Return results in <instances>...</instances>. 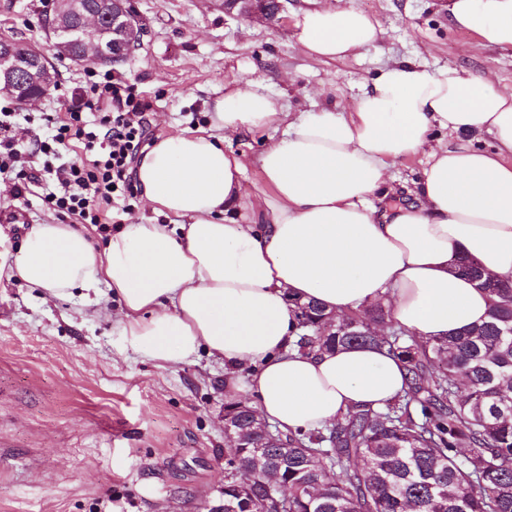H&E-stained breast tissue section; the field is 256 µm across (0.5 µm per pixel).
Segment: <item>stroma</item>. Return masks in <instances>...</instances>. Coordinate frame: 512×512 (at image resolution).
Wrapping results in <instances>:
<instances>
[{
  "mask_svg": "<svg viewBox=\"0 0 512 512\" xmlns=\"http://www.w3.org/2000/svg\"><path fill=\"white\" fill-rule=\"evenodd\" d=\"M381 26L378 48L336 61L300 49L295 15L317 0H289L281 19L243 17L224 0H135L145 23L138 52L113 73L135 81L152 104V140L189 129L231 80L281 96L294 112L323 105L346 113L362 85L404 58L464 68L512 91V50L480 46L448 20L446 0H341ZM44 0H0V32L45 45ZM61 79L38 102L18 105V133L46 138L43 112H63L83 68L59 61ZM260 129L225 141L245 164L249 192L264 191ZM0 254L48 220L37 195L4 222ZM79 298L43 300L18 280L0 282V512H224V367L203 355L160 368L125 349L114 316L81 318Z\"/></svg>",
  "mask_w": 512,
  "mask_h": 512,
  "instance_id": "obj_1",
  "label": "stroma"
}]
</instances>
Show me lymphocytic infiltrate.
<instances>
[{"instance_id":"f902f5d3","label":"lymphocytic infiltrate","mask_w":512,"mask_h":512,"mask_svg":"<svg viewBox=\"0 0 512 512\" xmlns=\"http://www.w3.org/2000/svg\"><path fill=\"white\" fill-rule=\"evenodd\" d=\"M148 109L135 84L109 72L103 81H87L66 112L45 114L51 133L44 140L16 138L15 107L0 105V179L15 200L29 186L48 184L47 211L110 235L106 207L130 210L137 196L133 165L149 141ZM75 147L80 155H72Z\"/></svg>"}]
</instances>
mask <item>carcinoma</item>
Masks as SVG:
<instances>
[{
  "label": "carcinoma",
  "mask_w": 512,
  "mask_h": 512,
  "mask_svg": "<svg viewBox=\"0 0 512 512\" xmlns=\"http://www.w3.org/2000/svg\"><path fill=\"white\" fill-rule=\"evenodd\" d=\"M461 274L492 298L488 319L428 346L373 305L335 316L309 303L296 346L323 353L373 345L399 359L403 394L331 426L288 435L254 430L251 409L227 415L250 448L225 455L224 512H512V284L474 259Z\"/></svg>",
  "instance_id": "1"
}]
</instances>
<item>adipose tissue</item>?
<instances>
[{
    "instance_id": "obj_1",
    "label": "adipose tissue",
    "mask_w": 512,
    "mask_h": 512,
    "mask_svg": "<svg viewBox=\"0 0 512 512\" xmlns=\"http://www.w3.org/2000/svg\"><path fill=\"white\" fill-rule=\"evenodd\" d=\"M448 13L483 46L512 49V0H448ZM295 27L303 53L325 61L377 47L382 35L372 16L335 0L301 11ZM208 113L209 130L157 141L135 169L141 200L176 224L134 221L102 248L86 225L33 224L0 278L47 299L79 297L84 315L108 314L117 299L128 349L159 367L207 352L224 367L229 400L284 432L381 407L406 387L402 364L372 346L294 350L295 301L339 314L379 303L432 343L487 320L488 295L452 262L474 258L512 281V92L404 60L381 69L345 115L293 112L237 80ZM256 129L277 136L259 157L268 190L251 196L224 142ZM482 133L492 149L473 146ZM418 154L411 202L371 205L390 193L389 167ZM242 208L250 219L234 218Z\"/></svg>"
}]
</instances>
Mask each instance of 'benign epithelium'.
I'll return each instance as SVG.
<instances>
[{"instance_id":"1","label":"benign epithelium","mask_w":512,"mask_h":512,"mask_svg":"<svg viewBox=\"0 0 512 512\" xmlns=\"http://www.w3.org/2000/svg\"><path fill=\"white\" fill-rule=\"evenodd\" d=\"M107 8L112 13V30L100 31L97 42L86 46L84 18L85 7L81 0H46L48 15L55 17V29L50 33V48L63 49L71 43L91 49L93 58L104 61L121 59L133 51L134 41L142 38L136 10L130 0H108ZM224 8L238 9L241 16L259 13L269 18L285 12L283 0L277 2V10L268 9V0H224ZM46 51L40 47L14 45L7 35L0 34V93L15 94L29 83L48 91L53 88L54 76L43 66Z\"/></svg>"}]
</instances>
